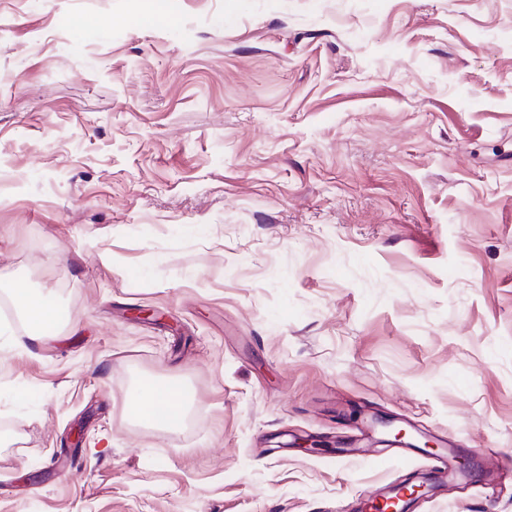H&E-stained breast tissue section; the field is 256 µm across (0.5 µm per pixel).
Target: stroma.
Here are the masks:
<instances>
[{"label":"stroma","instance_id":"stroma-1","mask_svg":"<svg viewBox=\"0 0 512 512\" xmlns=\"http://www.w3.org/2000/svg\"><path fill=\"white\" fill-rule=\"evenodd\" d=\"M17 288L0 512H357L446 446L413 512H512V0H0ZM15 306L28 318L29 324H56V309L54 306L30 289H15L12 294ZM166 384L162 387H171ZM160 391L159 387H145L135 391L129 398L133 414L148 423L162 426H176L184 418L185 401L183 387Z\"/></svg>","mask_w":512,"mask_h":512}]
</instances>
